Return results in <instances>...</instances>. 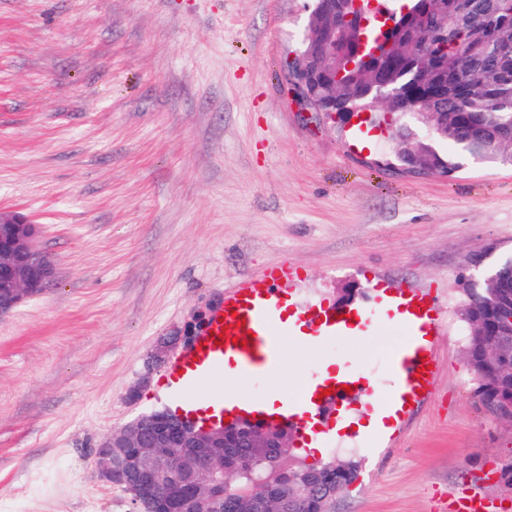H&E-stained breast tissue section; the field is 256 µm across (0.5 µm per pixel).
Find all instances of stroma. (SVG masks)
Segmentation results:
<instances>
[{
    "mask_svg": "<svg viewBox=\"0 0 512 512\" xmlns=\"http://www.w3.org/2000/svg\"><path fill=\"white\" fill-rule=\"evenodd\" d=\"M311 0H0V207L35 214L56 276L0 316V512H135L95 469L100 439L166 408L151 357L281 260L304 317L369 308L398 288L440 315L429 398L407 422L324 434L317 461L353 451L331 512L512 506V422L476 393L465 356L468 258L512 255V166L467 162L408 177L387 133L304 111L288 60ZM406 340L375 314L358 342L289 343L279 374L235 390L296 394L326 362L364 369L386 404Z\"/></svg>",
    "mask_w": 512,
    "mask_h": 512,
    "instance_id": "1",
    "label": "stroma"
}]
</instances>
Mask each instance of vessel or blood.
I'll return each mask as SVG.
<instances>
[{
	"mask_svg": "<svg viewBox=\"0 0 512 512\" xmlns=\"http://www.w3.org/2000/svg\"><path fill=\"white\" fill-rule=\"evenodd\" d=\"M295 275L292 263L283 260L267 271L263 283L243 282L225 294L193 343L159 378L173 414L199 428L247 420L304 432L311 418L333 413L348 390L364 388L363 376L354 370L328 378L315 376L301 392L284 397L275 409L252 394L220 389L225 375L238 380L280 369L283 342L296 334L283 311V285ZM414 310V320L404 324L407 339L388 362L395 378L392 398L403 403L429 394L434 371L431 346L439 317L423 303L416 304ZM366 317V312L356 307L322 310L310 323L314 338L307 342V349H316L326 337H350L356 323Z\"/></svg>",
	"mask_w": 512,
	"mask_h": 512,
	"instance_id": "1",
	"label": "vessel or blood"
}]
</instances>
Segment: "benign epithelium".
Returning <instances> with one entry per match:
<instances>
[{"instance_id":"7a95c632","label":"benign epithelium","mask_w":512,"mask_h":512,"mask_svg":"<svg viewBox=\"0 0 512 512\" xmlns=\"http://www.w3.org/2000/svg\"><path fill=\"white\" fill-rule=\"evenodd\" d=\"M366 15L365 0H323L320 12L311 16L314 46L306 58L293 57L288 69V81L310 109L343 119L350 116L360 123L372 119L371 110L349 107L336 99L335 50L330 42L320 39L323 28L333 40L345 26L364 28ZM390 45L387 38L370 46L367 37L360 35L348 68H367L371 59L387 52ZM314 84L324 91L317 100L308 91ZM2 269L6 275L0 278V315L40 293L55 275L53 261L40 246L36 218L19 209L0 207ZM187 340L186 336L166 338L157 348L156 360L165 361L180 342ZM286 447L277 428L256 429L239 421L198 430L165 411H156L106 435L95 452V468L102 482L126 490L142 507L149 508L159 500L158 477L177 469L187 458L213 461L214 466L200 473L201 480L210 481L242 457L276 462L286 455Z\"/></svg>"}]
</instances>
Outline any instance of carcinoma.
Returning <instances> with one entry per match:
<instances>
[{
    "label": "carcinoma",
    "instance_id": "obj_1",
    "mask_svg": "<svg viewBox=\"0 0 512 512\" xmlns=\"http://www.w3.org/2000/svg\"><path fill=\"white\" fill-rule=\"evenodd\" d=\"M458 0H437V13L425 28L407 30L395 42L397 58L378 63L374 79L388 82L387 124L398 141L392 167L409 168L411 156L423 174L451 176L467 161L512 165V0H476L472 30L448 27V47L432 36L445 20H454ZM419 103L401 105L398 93L415 86ZM360 80L336 82V97L373 109L371 96L359 94ZM432 125L431 140L415 129ZM475 274L462 283L461 320L469 327L466 360L485 405L498 410L512 396V335H501L512 316V258L493 267L485 255L469 257ZM358 462L350 458L283 467L252 459L224 472L218 483H201L195 494L198 512H249V504L278 494L291 512H330L336 493L355 481ZM168 498L181 495L183 474L162 477Z\"/></svg>",
    "mask_w": 512,
    "mask_h": 512
}]
</instances>
